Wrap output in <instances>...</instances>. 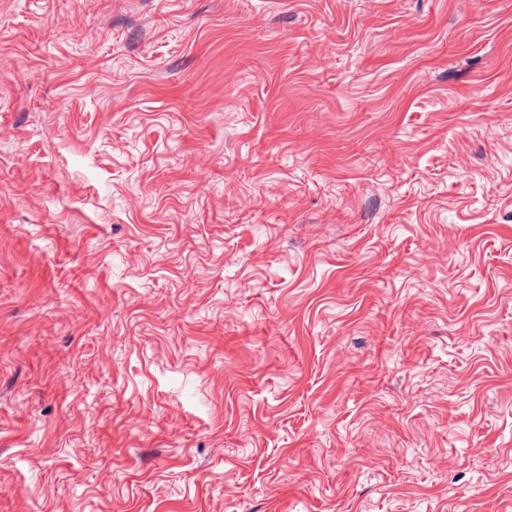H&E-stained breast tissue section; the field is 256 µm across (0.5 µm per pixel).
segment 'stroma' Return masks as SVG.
<instances>
[{
	"mask_svg": "<svg viewBox=\"0 0 512 512\" xmlns=\"http://www.w3.org/2000/svg\"><path fill=\"white\" fill-rule=\"evenodd\" d=\"M0 512H512V0H0Z\"/></svg>",
	"mask_w": 512,
	"mask_h": 512,
	"instance_id": "stroma-1",
	"label": "stroma"
}]
</instances>
